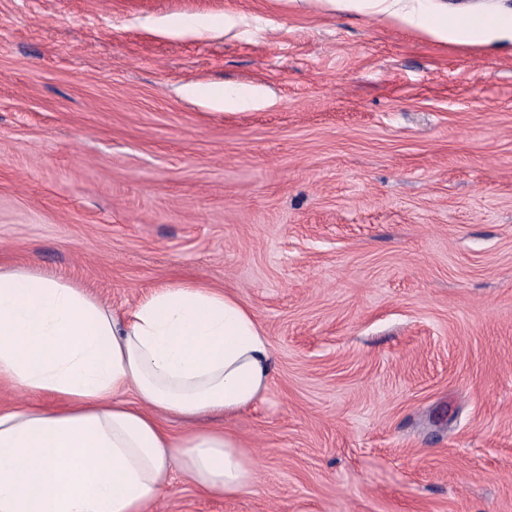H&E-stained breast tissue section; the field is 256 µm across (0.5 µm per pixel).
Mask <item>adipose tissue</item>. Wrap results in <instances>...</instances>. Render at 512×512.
<instances>
[{
  "label": "adipose tissue",
  "instance_id": "adipose-tissue-1",
  "mask_svg": "<svg viewBox=\"0 0 512 512\" xmlns=\"http://www.w3.org/2000/svg\"><path fill=\"white\" fill-rule=\"evenodd\" d=\"M445 41L511 32L512 17L457 22L377 0ZM265 332L235 294L161 285L117 312L61 278L0 264V382L48 404L0 407V512H148L174 474L209 495L247 491L255 460L230 418L270 386ZM185 424L172 436L162 424Z\"/></svg>",
  "mask_w": 512,
  "mask_h": 512
}]
</instances>
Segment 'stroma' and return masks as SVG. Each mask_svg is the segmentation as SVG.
Returning a JSON list of instances; mask_svg holds the SVG:
<instances>
[{"label":"stroma","mask_w":512,"mask_h":512,"mask_svg":"<svg viewBox=\"0 0 512 512\" xmlns=\"http://www.w3.org/2000/svg\"><path fill=\"white\" fill-rule=\"evenodd\" d=\"M0 262L118 311L200 278L263 326L272 383L228 423L254 485L177 476L153 512H512L511 38L375 0H0ZM382 5L381 11L392 19L412 26L426 34L445 41L460 43H478L504 32H511L512 17L494 20L457 22L448 18L434 17L426 11H406L401 0H377ZM217 102L224 108V111L244 109L256 104L253 95L235 90H224V94L216 98Z\"/></svg>","instance_id":"1"}]
</instances>
